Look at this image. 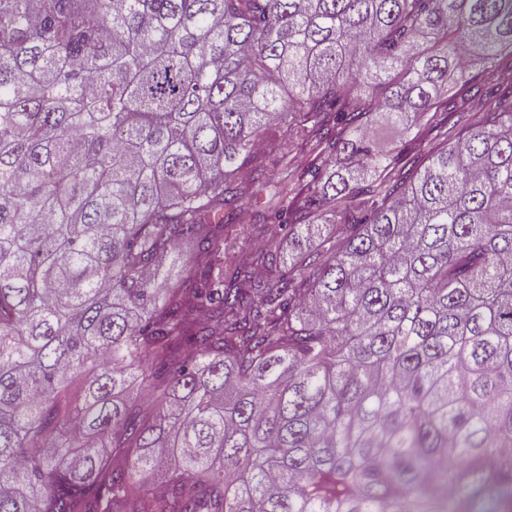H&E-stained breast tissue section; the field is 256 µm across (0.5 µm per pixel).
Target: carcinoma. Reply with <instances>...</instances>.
Masks as SVG:
<instances>
[{
	"mask_svg": "<svg viewBox=\"0 0 512 512\" xmlns=\"http://www.w3.org/2000/svg\"><path fill=\"white\" fill-rule=\"evenodd\" d=\"M504 86L512 0H0V512H512ZM470 77L472 79L471 86L474 88L471 90L464 106L468 108L471 115H477L478 113L488 109L494 103L495 98H489L486 95L485 88L482 83L483 77L478 66H473L470 69ZM371 123L375 129L377 146L381 150H390L396 146V135L392 129L386 125L383 112H374L371 115Z\"/></svg>",
	"mask_w": 512,
	"mask_h": 512,
	"instance_id": "1",
	"label": "carcinoma"
}]
</instances>
